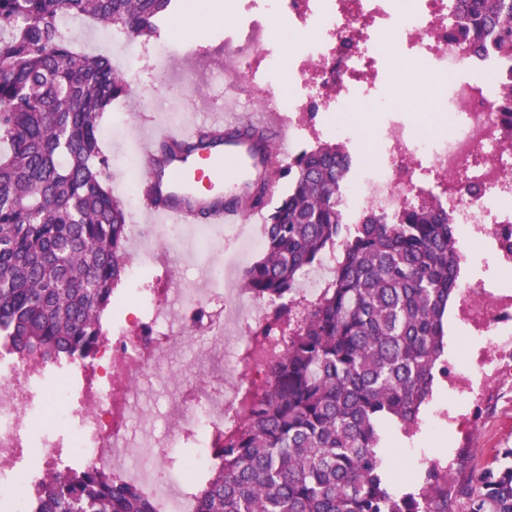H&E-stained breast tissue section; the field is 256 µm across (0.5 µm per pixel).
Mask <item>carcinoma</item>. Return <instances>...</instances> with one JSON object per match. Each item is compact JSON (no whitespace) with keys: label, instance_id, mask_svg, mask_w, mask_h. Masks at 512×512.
Here are the masks:
<instances>
[{"label":"carcinoma","instance_id":"1","mask_svg":"<svg viewBox=\"0 0 512 512\" xmlns=\"http://www.w3.org/2000/svg\"><path fill=\"white\" fill-rule=\"evenodd\" d=\"M173 0H0V344L39 364L94 355L126 275V205L112 195L99 125L129 92L104 55L78 50L62 20L152 37ZM449 40L502 64L499 112L512 116V0H459ZM351 166L339 144L288 164V193L264 224L265 251L243 287L277 304L256 332L284 350L246 419L213 448L195 512H450L448 472L394 489L379 427L418 424L443 368V318L460 272L451 213L422 203L398 221L342 222ZM336 269L296 301L302 272ZM467 512H512V448L458 487ZM32 512H161L139 487L83 470L53 474Z\"/></svg>","mask_w":512,"mask_h":512}]
</instances>
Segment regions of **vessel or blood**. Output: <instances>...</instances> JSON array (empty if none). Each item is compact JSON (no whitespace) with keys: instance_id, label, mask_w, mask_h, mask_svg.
Segmentation results:
<instances>
[{"instance_id":"vessel-or-blood-1","label":"vessel or blood","mask_w":512,"mask_h":512,"mask_svg":"<svg viewBox=\"0 0 512 512\" xmlns=\"http://www.w3.org/2000/svg\"><path fill=\"white\" fill-rule=\"evenodd\" d=\"M208 128L223 132V140L189 156L175 152L168 157L164 177L150 181L161 201L147 203L140 214L141 224L194 223L199 207H205L218 185L223 188L224 204L207 209L210 223L238 230L262 221L263 208L254 202L256 193L269 183L276 150L288 148L279 113L270 108L246 113L227 98L212 106ZM200 134L194 125L160 124L149 131L146 140L153 146L176 147L198 141Z\"/></svg>"}]
</instances>
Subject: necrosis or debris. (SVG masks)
I'll use <instances>...</instances> for the list:
<instances>
[{"label": "necrosis or debris", "instance_id": "4bbe7bcc", "mask_svg": "<svg viewBox=\"0 0 512 512\" xmlns=\"http://www.w3.org/2000/svg\"><path fill=\"white\" fill-rule=\"evenodd\" d=\"M241 0L222 76L247 83L288 130L304 131L322 113L325 130L356 145L348 107L369 100L394 107L392 82L436 79L451 103L432 131L390 119L359 149L339 199L345 223L369 211L394 217L422 201L452 212L467 245L512 269V137L497 124L495 65L472 59L448 38L450 0ZM205 287L184 282L149 304L127 303L94 358L49 375L0 348V512H31L30 494L52 470L71 464L147 487L166 512H195L191 485L216 462L213 439L235 428L266 384L271 353L261 338L239 336L224 363L226 386L199 384L180 420L156 435L135 402L140 381L164 375L181 340L224 323L212 307L223 268L202 262ZM457 319L474 346L443 379L456 402L449 423L466 429L480 390L512 387V279L470 275L459 285Z\"/></svg>", "mask_w": 512, "mask_h": 512}]
</instances>
